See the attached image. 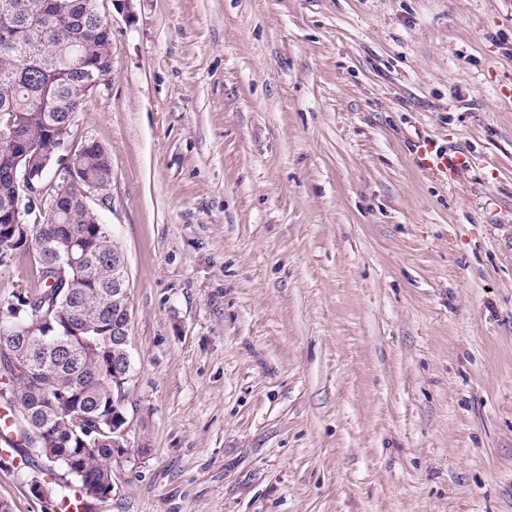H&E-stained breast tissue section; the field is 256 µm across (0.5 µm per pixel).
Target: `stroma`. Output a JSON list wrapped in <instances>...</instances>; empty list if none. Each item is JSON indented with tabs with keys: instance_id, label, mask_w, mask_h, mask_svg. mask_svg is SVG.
<instances>
[{
	"instance_id": "stroma-1",
	"label": "stroma",
	"mask_w": 512,
	"mask_h": 512,
	"mask_svg": "<svg viewBox=\"0 0 512 512\" xmlns=\"http://www.w3.org/2000/svg\"><path fill=\"white\" fill-rule=\"evenodd\" d=\"M100 7L132 409L90 512H512V0ZM43 467L0 459L12 512ZM417 156L422 167L435 168L442 172L466 165L459 155L448 156L446 153H438L430 142L425 141L418 145Z\"/></svg>"
}]
</instances>
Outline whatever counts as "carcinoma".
<instances>
[{
    "label": "carcinoma",
    "instance_id": "obj_1",
    "mask_svg": "<svg viewBox=\"0 0 512 512\" xmlns=\"http://www.w3.org/2000/svg\"><path fill=\"white\" fill-rule=\"evenodd\" d=\"M16 9L0 12V115L8 114L15 135L26 137L29 154L20 159L12 142L0 136V207L15 196L13 169L41 167L51 150V130L81 111L79 88L85 73L55 59L74 54L84 68L107 77L112 73V32L103 25L98 0H13ZM83 175L107 183L112 168L107 152L89 141L76 159ZM87 250L84 267L69 269L86 284L73 293L58 283L53 264L68 250ZM120 251L108 225L78 206L62 202L54 221L26 241L19 234L0 233V267L33 255L31 291L16 297L0 313V341L29 361L31 378H15L0 361V404L15 433L27 448L43 449L47 472L64 469L63 449L76 454L86 448L81 470L92 482L111 481L102 464L112 459V401L117 384L112 362L127 344L112 338V314L100 311L101 294L112 290V255ZM44 319L30 336L19 326ZM45 429V442L34 444L30 429ZM60 487L59 495L77 486L84 499H99L91 482L78 473Z\"/></svg>",
    "mask_w": 512,
    "mask_h": 512
}]
</instances>
